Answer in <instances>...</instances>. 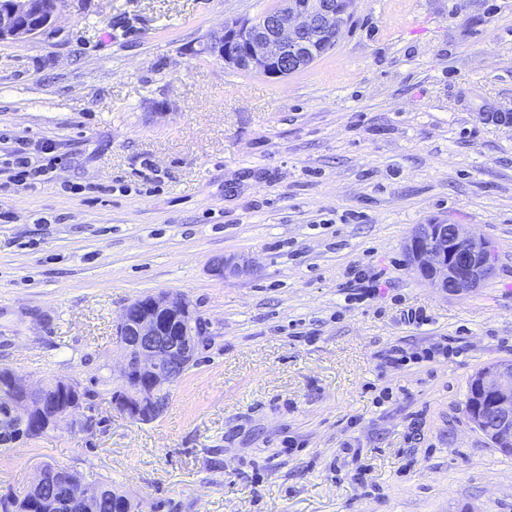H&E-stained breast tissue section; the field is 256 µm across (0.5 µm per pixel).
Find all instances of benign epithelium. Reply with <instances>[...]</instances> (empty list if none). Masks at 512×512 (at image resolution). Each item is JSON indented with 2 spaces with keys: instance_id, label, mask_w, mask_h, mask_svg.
<instances>
[{
  "instance_id": "obj_1",
  "label": "benign epithelium",
  "mask_w": 512,
  "mask_h": 512,
  "mask_svg": "<svg viewBox=\"0 0 512 512\" xmlns=\"http://www.w3.org/2000/svg\"><path fill=\"white\" fill-rule=\"evenodd\" d=\"M65 0H0V41H25L50 24ZM354 0H279L271 10L253 17L224 21L213 35L208 52L224 66L268 78H285L307 68L324 54L348 24ZM408 254L420 276L439 291L458 295L487 278L494 268V249L485 238L465 230L462 224H421L414 232ZM247 261L218 258L214 276L247 271ZM117 343L124 353L120 377L125 391L112 400L130 419L155 420L163 411L169 387L184 368L196 361L204 344L205 321L180 293L147 296L130 303L115 325ZM480 389L491 398L483 410L468 406L470 423L494 447L512 452V363L490 366L475 377ZM11 390L7 405L9 425L23 429L46 425L90 430L77 420L87 401L86 391L74 380H58V396L46 397V386L9 373ZM65 492L54 496L42 491L46 473L39 469L32 483L16 493L29 497L36 512H62L78 507L90 512L93 505L85 484L77 474L61 471Z\"/></svg>"
}]
</instances>
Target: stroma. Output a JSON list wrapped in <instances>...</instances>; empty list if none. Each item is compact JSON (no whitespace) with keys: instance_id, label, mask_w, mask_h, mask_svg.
I'll return each mask as SVG.
<instances>
[{"instance_id":"35a3bbf8","label":"stroma","mask_w":512,"mask_h":512,"mask_svg":"<svg viewBox=\"0 0 512 512\" xmlns=\"http://www.w3.org/2000/svg\"><path fill=\"white\" fill-rule=\"evenodd\" d=\"M276 3L64 0L0 41V368L78 380L92 420L0 453V494L49 463L143 512H512V454L465 414L470 376L512 362V0H355L282 79L205 53L225 18ZM17 137L55 145L38 190L3 171ZM436 222L493 245L475 288L410 266ZM222 256L248 272L215 278ZM165 292L206 343L137 423L112 403L114 327Z\"/></svg>"}]
</instances>
